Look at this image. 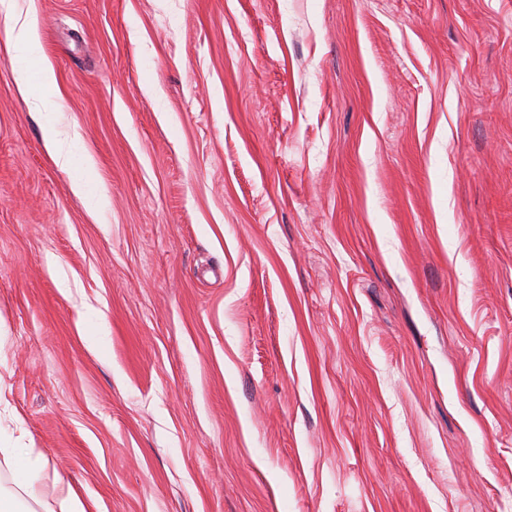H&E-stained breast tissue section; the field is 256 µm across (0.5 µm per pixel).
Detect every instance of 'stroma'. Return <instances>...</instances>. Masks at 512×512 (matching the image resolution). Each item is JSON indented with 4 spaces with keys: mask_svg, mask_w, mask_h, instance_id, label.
Instances as JSON below:
<instances>
[{
    "mask_svg": "<svg viewBox=\"0 0 512 512\" xmlns=\"http://www.w3.org/2000/svg\"><path fill=\"white\" fill-rule=\"evenodd\" d=\"M16 15L59 89L0 48V441L38 499L505 512L512 0Z\"/></svg>",
    "mask_w": 512,
    "mask_h": 512,
    "instance_id": "1",
    "label": "stroma"
}]
</instances>
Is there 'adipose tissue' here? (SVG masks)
<instances>
[{"label": "adipose tissue", "mask_w": 512, "mask_h": 512, "mask_svg": "<svg viewBox=\"0 0 512 512\" xmlns=\"http://www.w3.org/2000/svg\"><path fill=\"white\" fill-rule=\"evenodd\" d=\"M7 52L30 61L38 71L37 84H30L27 70H20L18 80L25 97L50 101L58 93L53 68L38 54V35L28 24H13L6 32L4 44Z\"/></svg>", "instance_id": "obj_1"}]
</instances>
